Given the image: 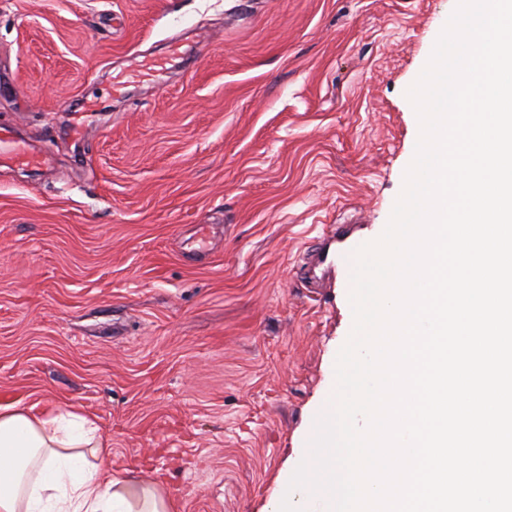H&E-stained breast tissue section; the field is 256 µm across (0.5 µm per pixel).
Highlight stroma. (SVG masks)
I'll list each match as a JSON object with an SVG mask.
<instances>
[{"instance_id":"35a3bbf8","label":"stroma","mask_w":512,"mask_h":512,"mask_svg":"<svg viewBox=\"0 0 512 512\" xmlns=\"http://www.w3.org/2000/svg\"><path fill=\"white\" fill-rule=\"evenodd\" d=\"M454 0H0V406L74 408L176 512H264L354 322L302 257L388 223ZM194 63L111 96L131 55ZM99 98L83 139L65 102ZM213 228L196 251L198 225ZM0 162L38 166L45 164L47 159L35 153L10 131L0 128Z\"/></svg>"}]
</instances>
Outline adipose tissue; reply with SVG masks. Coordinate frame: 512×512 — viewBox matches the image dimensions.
<instances>
[{"mask_svg": "<svg viewBox=\"0 0 512 512\" xmlns=\"http://www.w3.org/2000/svg\"><path fill=\"white\" fill-rule=\"evenodd\" d=\"M111 448L75 409L0 406V512H175L158 484L103 467Z\"/></svg>", "mask_w": 512, "mask_h": 512, "instance_id": "obj_1", "label": "adipose tissue"}]
</instances>
